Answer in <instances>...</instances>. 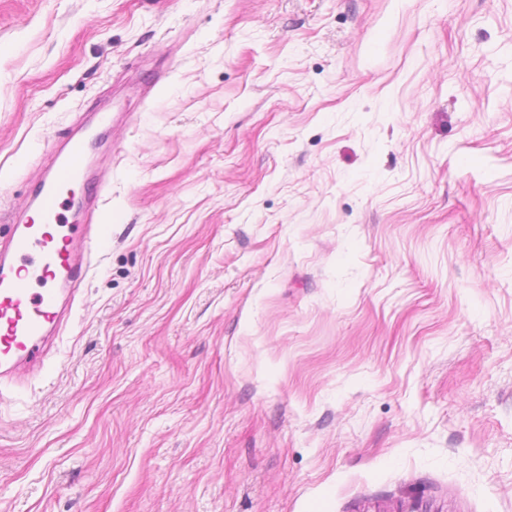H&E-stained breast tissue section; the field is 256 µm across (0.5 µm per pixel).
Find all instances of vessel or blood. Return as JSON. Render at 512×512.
Instances as JSON below:
<instances>
[{"mask_svg":"<svg viewBox=\"0 0 512 512\" xmlns=\"http://www.w3.org/2000/svg\"><path fill=\"white\" fill-rule=\"evenodd\" d=\"M93 138L67 136L33 190L37 216L11 225L0 256V389L21 388L50 359L46 339L76 308L105 235L101 224L63 225L65 206H99L106 186L91 171Z\"/></svg>","mask_w":512,"mask_h":512,"instance_id":"vessel-or-blood-1","label":"vessel or blood"}]
</instances>
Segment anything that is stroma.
I'll return each instance as SVG.
<instances>
[{"label": "stroma", "mask_w": 512, "mask_h": 512, "mask_svg": "<svg viewBox=\"0 0 512 512\" xmlns=\"http://www.w3.org/2000/svg\"><path fill=\"white\" fill-rule=\"evenodd\" d=\"M98 112L0 512H512V0H0L1 219Z\"/></svg>", "instance_id": "obj_1"}]
</instances>
